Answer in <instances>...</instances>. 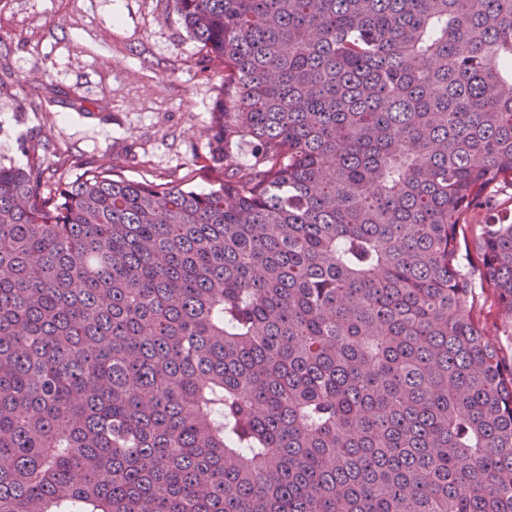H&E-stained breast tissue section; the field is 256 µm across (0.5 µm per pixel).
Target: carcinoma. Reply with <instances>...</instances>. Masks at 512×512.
Masks as SVG:
<instances>
[{"label":"carcinoma","mask_w":512,"mask_h":512,"mask_svg":"<svg viewBox=\"0 0 512 512\" xmlns=\"http://www.w3.org/2000/svg\"><path fill=\"white\" fill-rule=\"evenodd\" d=\"M197 192L0 166V512H512V0H172ZM482 219V213L477 214L472 218L473 224L466 225L464 229L465 243L468 248V260H464L466 264L467 271L471 273L472 277L478 282L479 274L481 270L480 258L478 253L473 249L471 239L472 234L475 232L476 224H478ZM477 288L472 314L479 328L486 337L500 350V355L506 360H512V336L501 335L504 326L503 316L497 306L492 290Z\"/></svg>","instance_id":"1"}]
</instances>
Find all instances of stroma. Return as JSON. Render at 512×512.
<instances>
[{
  "mask_svg": "<svg viewBox=\"0 0 512 512\" xmlns=\"http://www.w3.org/2000/svg\"><path fill=\"white\" fill-rule=\"evenodd\" d=\"M0 164L48 145L63 176L86 165L209 191L221 75L199 61L171 0H0ZM473 317L504 359L512 336L492 290Z\"/></svg>",
  "mask_w": 512,
  "mask_h": 512,
  "instance_id": "1",
  "label": "stroma"
}]
</instances>
